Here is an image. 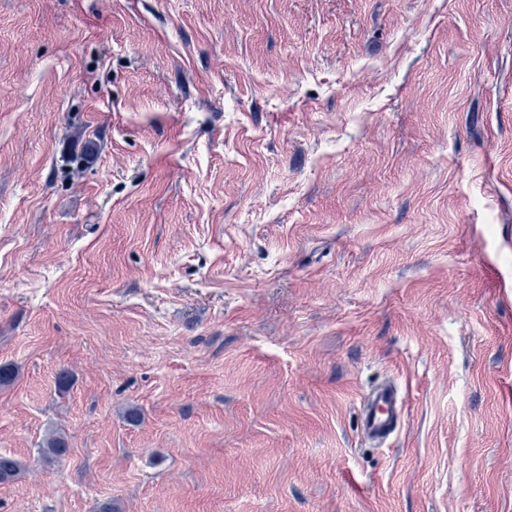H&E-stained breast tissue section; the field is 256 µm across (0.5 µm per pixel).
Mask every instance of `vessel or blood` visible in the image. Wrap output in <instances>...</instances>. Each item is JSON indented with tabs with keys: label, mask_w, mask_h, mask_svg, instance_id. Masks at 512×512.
<instances>
[{
	"label": "vessel or blood",
	"mask_w": 512,
	"mask_h": 512,
	"mask_svg": "<svg viewBox=\"0 0 512 512\" xmlns=\"http://www.w3.org/2000/svg\"><path fill=\"white\" fill-rule=\"evenodd\" d=\"M402 414L403 400L396 385L374 387L360 405L363 438L377 445L388 444L402 425Z\"/></svg>",
	"instance_id": "vessel-or-blood-1"
}]
</instances>
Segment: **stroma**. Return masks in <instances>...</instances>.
Masks as SVG:
<instances>
[{"mask_svg":"<svg viewBox=\"0 0 512 512\" xmlns=\"http://www.w3.org/2000/svg\"><path fill=\"white\" fill-rule=\"evenodd\" d=\"M0 365V512H512V0H0ZM402 414L403 400L396 385L374 387L360 405L362 437L376 445L388 444L402 425Z\"/></svg>","mask_w":512,"mask_h":512,"instance_id":"1","label":"stroma"}]
</instances>
